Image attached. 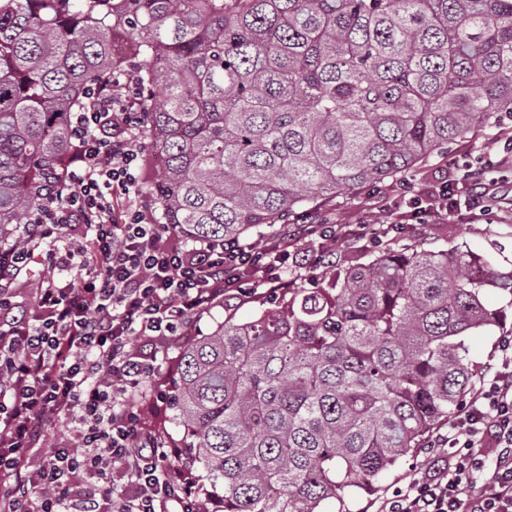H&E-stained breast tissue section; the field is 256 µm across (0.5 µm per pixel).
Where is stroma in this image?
I'll use <instances>...</instances> for the list:
<instances>
[{"label":"stroma","instance_id":"stroma-1","mask_svg":"<svg viewBox=\"0 0 512 512\" xmlns=\"http://www.w3.org/2000/svg\"><path fill=\"white\" fill-rule=\"evenodd\" d=\"M497 128L475 132L468 138L449 144L447 151L403 173L400 181L388 180L365 187L353 195H343L321 202V212L328 214L333 223L350 225L352 236L338 245V261L350 259L356 253L375 250L378 247L400 249L421 246L425 248L460 247L470 251L477 262L488 261L501 265L512 261V218L474 221L460 212L433 220L429 224H413L402 234L385 231L375 207L385 205L395 210L401 207L398 194L400 182H407L412 194L425 195L430 186L448 169L451 161L464 160L478 155L489 141L501 137ZM267 288L246 289L244 295L226 297L224 307H218L199 323L201 333H210L215 322L223 320L225 313L235 314L237 319H248L269 299ZM426 450H419L401 466L389 471L380 482L377 494L361 498L353 503V512H377L381 502L405 488L414 478L426 457Z\"/></svg>","mask_w":512,"mask_h":512}]
</instances>
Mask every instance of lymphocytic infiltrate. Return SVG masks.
Wrapping results in <instances>:
<instances>
[{"instance_id":"1","label":"lymphocytic infiltrate","mask_w":512,"mask_h":512,"mask_svg":"<svg viewBox=\"0 0 512 512\" xmlns=\"http://www.w3.org/2000/svg\"><path fill=\"white\" fill-rule=\"evenodd\" d=\"M141 110L116 94L74 113L65 182L32 212L24 246L0 253V512H203L200 480L169 464L181 449L143 417L144 401L161 396L160 349L243 285L276 288L332 265V252L308 244L348 234L309 214L263 247L180 245L143 217ZM461 170L468 215H488L498 178L480 158ZM119 193L133 199L120 213ZM34 262L44 285L30 311L12 285ZM59 422L70 436L54 442ZM435 441L439 453L378 512H512L511 335Z\"/></svg>"}]
</instances>
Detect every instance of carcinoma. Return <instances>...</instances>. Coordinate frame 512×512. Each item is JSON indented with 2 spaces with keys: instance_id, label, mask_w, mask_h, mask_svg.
<instances>
[{
  "instance_id": "cac0c4a2",
  "label": "carcinoma",
  "mask_w": 512,
  "mask_h": 512,
  "mask_svg": "<svg viewBox=\"0 0 512 512\" xmlns=\"http://www.w3.org/2000/svg\"><path fill=\"white\" fill-rule=\"evenodd\" d=\"M132 77L158 223L261 239L313 204L512 120V0H0V251L65 178L68 113ZM384 249L224 316L182 352L172 421L223 512H351L448 424L512 267Z\"/></svg>"
}]
</instances>
